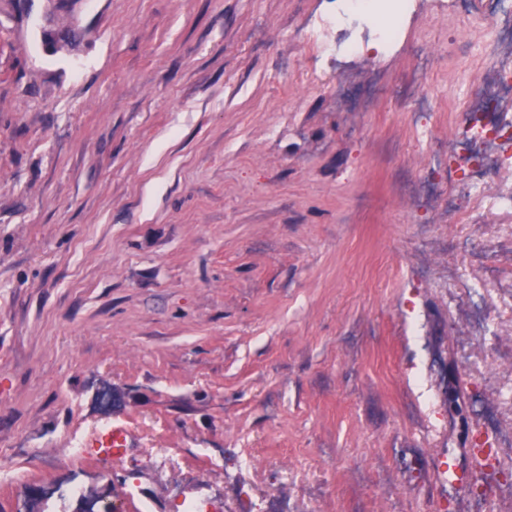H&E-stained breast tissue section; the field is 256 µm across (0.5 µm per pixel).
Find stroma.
I'll use <instances>...</instances> for the list:
<instances>
[{
    "mask_svg": "<svg viewBox=\"0 0 512 512\" xmlns=\"http://www.w3.org/2000/svg\"><path fill=\"white\" fill-rule=\"evenodd\" d=\"M418 3L395 51L336 60L335 0H0V512L107 484L124 512L190 485L212 512H512V447L435 468L468 462L476 400L512 426V212H450L469 179L427 152L512 0Z\"/></svg>",
    "mask_w": 512,
    "mask_h": 512,
    "instance_id": "stroma-1",
    "label": "stroma"
}]
</instances>
